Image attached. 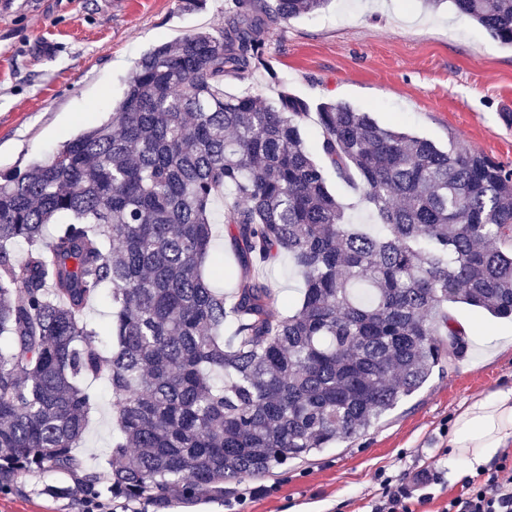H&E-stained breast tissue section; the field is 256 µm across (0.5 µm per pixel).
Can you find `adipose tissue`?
Returning a JSON list of instances; mask_svg holds the SVG:
<instances>
[{
    "label": "adipose tissue",
    "mask_w": 512,
    "mask_h": 512,
    "mask_svg": "<svg viewBox=\"0 0 512 512\" xmlns=\"http://www.w3.org/2000/svg\"><path fill=\"white\" fill-rule=\"evenodd\" d=\"M512 438V388L466 403L448 431L449 460L479 466Z\"/></svg>",
    "instance_id": "1"
}]
</instances>
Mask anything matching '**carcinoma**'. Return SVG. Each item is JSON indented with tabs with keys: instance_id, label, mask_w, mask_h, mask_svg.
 I'll use <instances>...</instances> for the list:
<instances>
[{
	"instance_id": "cac0c4a2",
	"label": "carcinoma",
	"mask_w": 512,
	"mask_h": 512,
	"mask_svg": "<svg viewBox=\"0 0 512 512\" xmlns=\"http://www.w3.org/2000/svg\"><path fill=\"white\" fill-rule=\"evenodd\" d=\"M274 2L231 0L220 35L154 47L112 121L0 174V489L52 470L98 496L74 448L96 401L86 381L103 378L109 492L159 509L176 493L222 499L355 439L460 356L448 302L512 317L511 169L336 101L317 106L314 153L305 100L224 90L264 63L277 21L332 0ZM423 2L512 48V0ZM317 153L363 191L374 228L348 220ZM220 193L244 270L230 302L214 286ZM283 252L304 291L281 311L246 270ZM103 296L108 351L85 320Z\"/></svg>"
}]
</instances>
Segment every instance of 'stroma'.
Listing matches in <instances>:
<instances>
[{
    "label": "stroma",
    "mask_w": 512,
    "mask_h": 512,
    "mask_svg": "<svg viewBox=\"0 0 512 512\" xmlns=\"http://www.w3.org/2000/svg\"><path fill=\"white\" fill-rule=\"evenodd\" d=\"M226 0L181 10L178 0H0V173L26 169L63 141L107 120L136 61L196 31L218 32ZM268 70L226 77L224 89L264 100L285 90L317 106L333 100L441 145L481 152L512 169V49L452 8L420 0H332L325 11L280 22ZM280 304L304 282L288 256L261 268ZM467 348L357 440L262 479L224 500H173L166 512H369L377 476L425 470L433 498L414 512H441L473 471L448 459V429L463 404L512 387V319L448 306ZM98 403L77 455L98 474L112 446V394L90 381ZM0 512H86L70 477L23 476L0 492Z\"/></svg>",
    "instance_id": "obj_1"
}]
</instances>
